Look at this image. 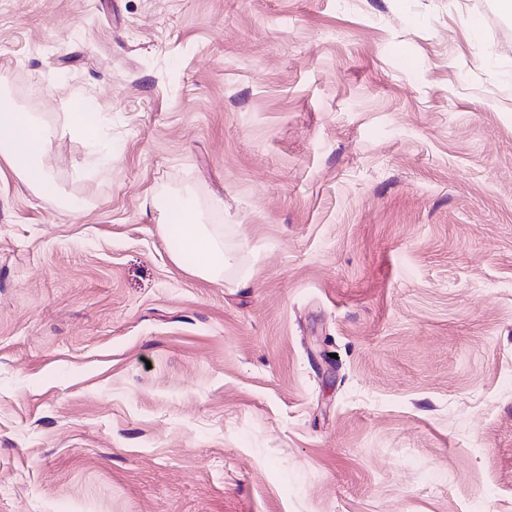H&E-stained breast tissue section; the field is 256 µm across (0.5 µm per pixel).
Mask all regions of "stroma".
Wrapping results in <instances>:
<instances>
[{
	"label": "stroma",
	"instance_id": "35a3bbf8",
	"mask_svg": "<svg viewBox=\"0 0 512 512\" xmlns=\"http://www.w3.org/2000/svg\"><path fill=\"white\" fill-rule=\"evenodd\" d=\"M0 88V512H512L496 0H0ZM54 134L35 113L20 112L7 93L0 95V162L28 188L57 197L59 188L46 166ZM72 125L90 142L98 139L100 131V113L94 112V107L83 101H77L74 112H70ZM173 208L181 219L178 225L181 250L174 255V260L180 263L184 255H192L196 260L192 268L195 275L206 279L218 277L227 265L224 247L208 225L197 224L196 208L191 198L178 197Z\"/></svg>",
	"mask_w": 512,
	"mask_h": 512
}]
</instances>
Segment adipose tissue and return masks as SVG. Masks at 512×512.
Masks as SVG:
<instances>
[{
  "label": "adipose tissue",
  "mask_w": 512,
  "mask_h": 512,
  "mask_svg": "<svg viewBox=\"0 0 512 512\" xmlns=\"http://www.w3.org/2000/svg\"><path fill=\"white\" fill-rule=\"evenodd\" d=\"M54 134L37 114L20 112L12 96L0 95V162L28 188L46 197H55L59 188L46 166ZM180 216L179 238L182 254L194 256L195 275L212 279L227 265L224 248L208 225L198 223L191 198H178L173 204Z\"/></svg>",
  "instance_id": "1"
}]
</instances>
